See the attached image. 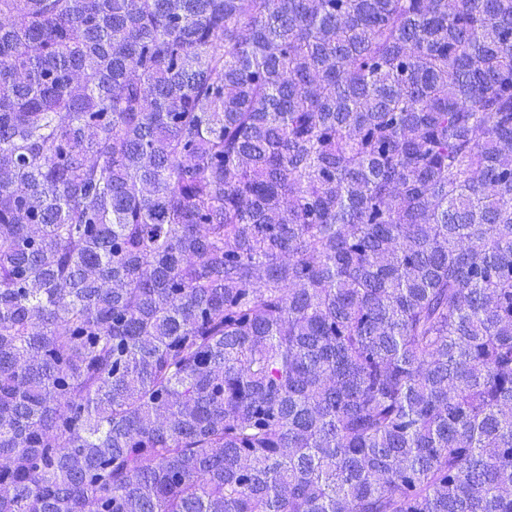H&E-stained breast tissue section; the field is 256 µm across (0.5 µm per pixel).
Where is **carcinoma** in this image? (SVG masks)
<instances>
[{"label":"carcinoma","instance_id":"1","mask_svg":"<svg viewBox=\"0 0 512 512\" xmlns=\"http://www.w3.org/2000/svg\"><path fill=\"white\" fill-rule=\"evenodd\" d=\"M0 512H512V0H0Z\"/></svg>","mask_w":512,"mask_h":512}]
</instances>
